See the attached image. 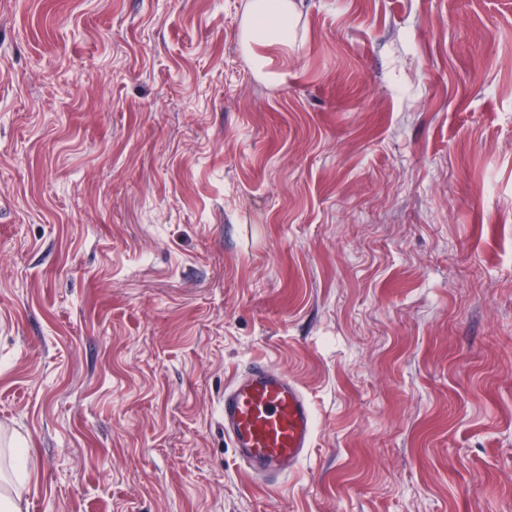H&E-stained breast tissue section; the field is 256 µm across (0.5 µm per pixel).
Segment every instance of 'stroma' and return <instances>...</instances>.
Returning a JSON list of instances; mask_svg holds the SVG:
<instances>
[{"instance_id": "35a3bbf8", "label": "stroma", "mask_w": 512, "mask_h": 512, "mask_svg": "<svg viewBox=\"0 0 512 512\" xmlns=\"http://www.w3.org/2000/svg\"><path fill=\"white\" fill-rule=\"evenodd\" d=\"M0 0V448L24 512H512V0ZM317 426L269 486L250 360ZM289 0H252L247 7L246 36L282 42L284 25L293 10ZM220 415L240 468L275 484L312 447L316 419L302 387L287 372L252 360L224 388ZM26 448H10V464L14 478L1 482L0 473V510L2 512H21V503L31 494L32 487L23 465Z\"/></svg>"}]
</instances>
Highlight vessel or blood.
I'll list each match as a JSON object with an SVG mask.
<instances>
[{"instance_id":"vessel-or-blood-1","label":"vessel or blood","mask_w":512,"mask_h":512,"mask_svg":"<svg viewBox=\"0 0 512 512\" xmlns=\"http://www.w3.org/2000/svg\"><path fill=\"white\" fill-rule=\"evenodd\" d=\"M220 415L241 469L274 484L307 454L316 419L302 387L264 360L248 362L224 389Z\"/></svg>"}]
</instances>
